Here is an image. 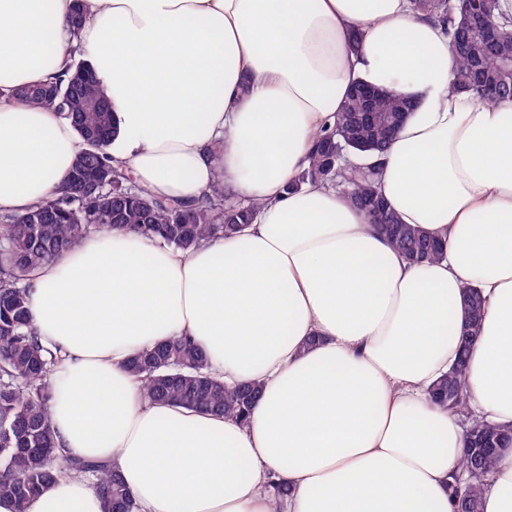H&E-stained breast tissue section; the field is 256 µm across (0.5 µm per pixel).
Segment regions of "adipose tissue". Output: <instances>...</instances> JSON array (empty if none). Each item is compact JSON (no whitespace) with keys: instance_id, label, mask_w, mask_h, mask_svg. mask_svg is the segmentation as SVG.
Returning a JSON list of instances; mask_svg holds the SVG:
<instances>
[{"instance_id":"adipose-tissue-1","label":"adipose tissue","mask_w":512,"mask_h":512,"mask_svg":"<svg viewBox=\"0 0 512 512\" xmlns=\"http://www.w3.org/2000/svg\"><path fill=\"white\" fill-rule=\"evenodd\" d=\"M79 43L140 186L194 202L221 182L261 208L188 253L115 228L33 273V324L62 356V453L116 470L137 512H272L276 482L288 512H456L464 426L429 390L457 361L471 287L468 402L512 428V99L454 90L448 38L409 0H0V213L41 204L72 166L70 122L20 91ZM359 81L416 103L377 187L442 241L439 261L409 263L336 190L287 189ZM172 336L226 383H262L246 421L143 397L128 363ZM481 505L512 512V447ZM103 510L76 473L26 508Z\"/></svg>"}]
</instances>
